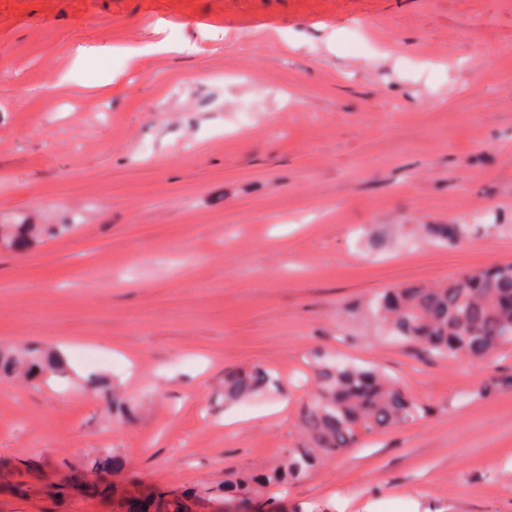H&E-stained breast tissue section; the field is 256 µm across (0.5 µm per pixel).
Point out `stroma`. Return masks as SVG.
I'll use <instances>...</instances> for the list:
<instances>
[{
    "mask_svg": "<svg viewBox=\"0 0 512 512\" xmlns=\"http://www.w3.org/2000/svg\"><path fill=\"white\" fill-rule=\"evenodd\" d=\"M166 35L197 53L134 66ZM86 54L60 85L77 47ZM512 0H0V512H123L300 440L311 354L379 367L426 409L264 491L282 512H512V347L416 352L367 302L512 262ZM16 224L39 235L17 247ZM276 390L229 405L225 370ZM117 387L128 411L86 381ZM122 458L112 495L57 501ZM425 229L434 240L449 247L457 245L466 231L462 224H428ZM54 352L41 350L39 355L34 358H28L23 363L19 358L4 353L0 354V373L4 376H11L18 373V369L23 364L26 365L24 374L32 379H36L43 375L47 370L56 372L63 369V365L56 359ZM40 371L39 375H34V370Z\"/></svg>",
    "mask_w": 512,
    "mask_h": 512,
    "instance_id": "stroma-1",
    "label": "stroma"
}]
</instances>
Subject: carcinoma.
<instances>
[{"label": "carcinoma", "mask_w": 512, "mask_h": 512, "mask_svg": "<svg viewBox=\"0 0 512 512\" xmlns=\"http://www.w3.org/2000/svg\"><path fill=\"white\" fill-rule=\"evenodd\" d=\"M427 233L450 247L459 243L460 224H428ZM370 311L378 324L428 355L480 361L512 345V263L465 271L435 287L389 288L373 299ZM315 391L300 409L302 440L265 472L230 474L220 488L224 504L248 509L270 486L297 482L320 464L362 445L366 436L421 418L423 408L397 381L373 367L341 363L324 353L312 354ZM26 366L45 373L63 369L55 353L42 350L23 362L0 354V374L11 376ZM275 387L269 370L241 368L224 376V401L237 402ZM122 462L104 456L94 462L98 481L88 494L109 487L108 477ZM190 491L170 498L148 491L128 501V512H191Z\"/></svg>", "instance_id": "carcinoma-1"}]
</instances>
